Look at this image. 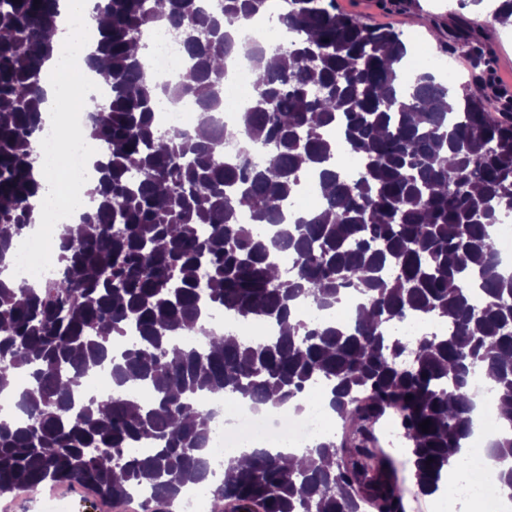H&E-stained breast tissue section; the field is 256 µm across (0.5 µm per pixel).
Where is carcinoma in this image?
<instances>
[{
  "label": "carcinoma",
  "instance_id": "cac0c4a2",
  "mask_svg": "<svg viewBox=\"0 0 512 512\" xmlns=\"http://www.w3.org/2000/svg\"><path fill=\"white\" fill-rule=\"evenodd\" d=\"M58 2L0 0L1 269L36 223L34 133ZM268 4L224 0L215 15L205 0H92L105 20L99 75L112 92L92 105L99 179L94 205L62 238L59 278L0 279V395L8 375L24 377L11 397L23 417L0 420V495L70 483L170 512L184 489L214 483L205 396L282 406L323 382L344 436L316 442L295 464L254 448L246 464L225 468L213 497L228 512H363L367 502L404 512L372 425L394 415L418 490L441 493L461 463L453 449L470 437V381L483 368L495 381L492 414L507 422L491 447L495 478L512 490V272L491 232L512 213V99L488 112L484 71L457 94L428 69L404 77L402 33L368 27L336 0H288L279 25L298 38L266 64L267 50L235 44L224 25ZM154 21L179 32L190 81L162 88L134 53ZM432 34L486 65L464 15ZM232 49L252 61L254 94L242 125L218 129L206 114L224 105ZM162 91L195 102L205 137L157 130ZM330 126L360 160L354 179L336 166ZM240 140L267 149L264 164L227 161L224 145ZM309 173L320 205L288 224L287 203ZM244 210L252 223L240 222ZM346 293L359 302L345 324L293 315L298 302L322 310ZM213 309L275 332L208 331L202 319ZM409 319L448 330L396 335ZM128 328L136 343L109 355ZM183 336L203 344L180 346ZM107 360L112 393L82 396ZM136 386L151 402L127 394Z\"/></svg>",
  "mask_w": 512,
  "mask_h": 512
}]
</instances>
